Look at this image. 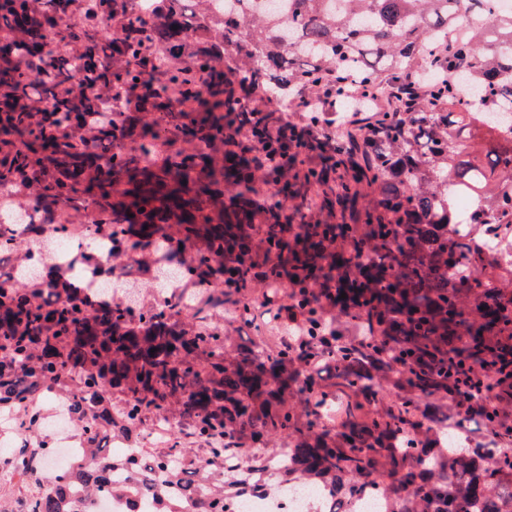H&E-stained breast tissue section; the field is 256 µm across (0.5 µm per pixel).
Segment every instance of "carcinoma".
Wrapping results in <instances>:
<instances>
[{"label":"carcinoma","instance_id":"obj_1","mask_svg":"<svg viewBox=\"0 0 512 512\" xmlns=\"http://www.w3.org/2000/svg\"><path fill=\"white\" fill-rule=\"evenodd\" d=\"M133 2L0 0V20L21 30L20 40L0 42V188L37 182L16 209L64 215L61 235L89 206L92 237L118 236L130 249L182 246L191 256L179 277L204 289L183 316L159 305L134 313L93 301L50 253L38 277L0 287V406L44 389L72 392L89 448L56 476L54 494L32 492L27 512H71L69 496L89 499L113 466H135L93 448L101 431L157 458L163 476L196 465L215 495L190 509L164 493L163 480L149 482L157 512H228L245 491L299 480L349 497L369 479L406 495V512H499L512 459L489 454L512 445V429L494 406L472 408L473 448L433 431L476 390L449 378L448 366L494 361L512 374V287L493 263L473 260L490 225H512V138L489 119L512 99L500 78L512 59L495 50L512 43V14L498 0H216L221 19L188 9L189 0H151L144 16ZM461 10L479 25L450 44ZM355 89L386 92V105L332 143L288 128L268 179L288 215L276 202L257 212L256 149L279 112L256 98L275 93L303 109L327 93L339 121ZM110 90L176 119L119 112ZM86 125L112 145L107 158L66 139ZM168 142L176 148L151 163ZM226 185L237 187L227 204ZM457 191L473 201L468 233L456 227ZM288 218L306 227L286 234ZM258 223L270 227L268 274L302 287L296 303L313 334L300 348H235L231 325L209 322L219 308L238 324L254 318L257 302L224 287V258L244 259L248 225ZM335 239L349 250L336 251ZM331 302L342 321L383 325L391 340H325L319 315ZM397 355L408 369L387 403L378 385ZM294 387L300 410L288 400ZM112 388L122 394L116 409ZM175 406L200 448L146 447L142 424ZM271 437L288 441L291 462L272 466L248 448ZM231 451L247 466L225 469Z\"/></svg>","mask_w":512,"mask_h":512}]
</instances>
